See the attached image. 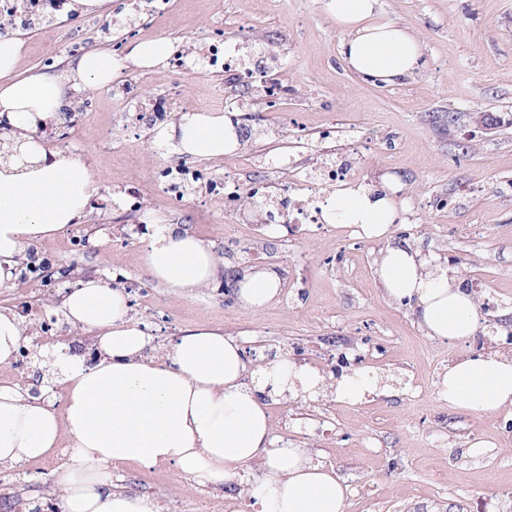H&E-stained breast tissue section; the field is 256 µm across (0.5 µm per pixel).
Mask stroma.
I'll list each match as a JSON object with an SVG mask.
<instances>
[{
  "label": "stroma",
  "mask_w": 512,
  "mask_h": 512,
  "mask_svg": "<svg viewBox=\"0 0 512 512\" xmlns=\"http://www.w3.org/2000/svg\"><path fill=\"white\" fill-rule=\"evenodd\" d=\"M381 18L405 26L423 47V64L393 85L358 79L340 53L344 34L322 0H169L166 9L110 0L102 13L50 11L18 34L20 70L68 76L70 59L107 49L127 56L132 45L166 38L177 49L205 55L211 44L245 34L244 67H266L279 94L200 75L190 64L152 68L125 64L112 84L75 91L79 110L53 126L49 146L88 167L104 205L82 220L93 250L76 254L66 235L52 238L56 265L82 282H112V270L149 288L153 304L132 306L163 356L174 339L199 328L241 339L247 351L287 355L318 370L347 359L375 371L385 393L357 404L334 393L272 404L275 435L311 449L349 488L346 512H512V413L479 415L449 408L438 385L449 361L474 347L491 351L512 330V0H379ZM277 44L264 56L263 39ZM159 100L169 122L188 112L232 107L250 134L236 151L194 165L206 177L235 174L240 188L283 184L293 174L347 161L355 184L369 188L392 176L400 208L393 242H409L433 257L449 278L494 301L472 345L427 336L411 310L391 301L374 276L384 241L368 240L339 224H281L265 232L264 212L226 211L223 199H175L158 186L160 170L177 159L152 125L135 124L146 102ZM136 182L149 220L176 224L202 239L225 268L269 266L281 295L264 310L242 308L222 283L191 298L152 279L141 267V243H123L114 207ZM43 293L31 285L0 288V311L32 328ZM483 446L481 454L469 451ZM39 460L0 463V501L14 512L59 488L67 448ZM114 483L157 499L163 512L219 499L222 512H253L248 498L231 499L225 486L198 483L172 464L144 469L125 464Z\"/></svg>",
  "instance_id": "35a3bbf8"
}]
</instances>
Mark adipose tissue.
Masks as SVG:
<instances>
[{"mask_svg":"<svg viewBox=\"0 0 512 512\" xmlns=\"http://www.w3.org/2000/svg\"><path fill=\"white\" fill-rule=\"evenodd\" d=\"M377 3L323 0V8L349 34L342 54L351 70L391 83L419 68L422 49L405 27L377 20ZM22 48L16 34L0 35V118L21 153L0 161L1 286L10 283L22 244L74 223L91 190L80 158L36 136L60 121L66 88L47 73L17 74ZM120 68L108 50L70 63L74 78L94 86L111 84ZM159 137L199 159L222 157L238 145L234 125L220 112L184 114ZM397 217L387 192L344 186L325 211L327 223L371 239L387 236ZM140 260L153 279L189 297L221 273L211 248L173 224L159 227ZM376 275L390 298L411 305L428 336L465 342L480 331L484 317L464 283L410 245L387 246ZM236 287L239 304L255 312L280 293L276 272L267 268L244 272ZM61 312L70 326L94 336L99 353L91 364L80 355L43 362L45 374L63 372L62 410L0 386V462L37 459L63 444L71 452L56 512H161L155 501L113 483V468L128 463L175 464L211 484H239L251 470L246 494L257 512H346L348 487L334 468L310 449L280 443L269 424L272 402L317 393L323 378L314 368L284 356L249 368L236 338L199 329L174 340L165 356H152V338L129 318L124 293L98 278L73 289ZM440 385L449 407L481 415L511 410L512 360L468 353L449 362Z\"/></svg>","mask_w":512,"mask_h":512,"instance_id":"obj_1","label":"adipose tissue"}]
</instances>
